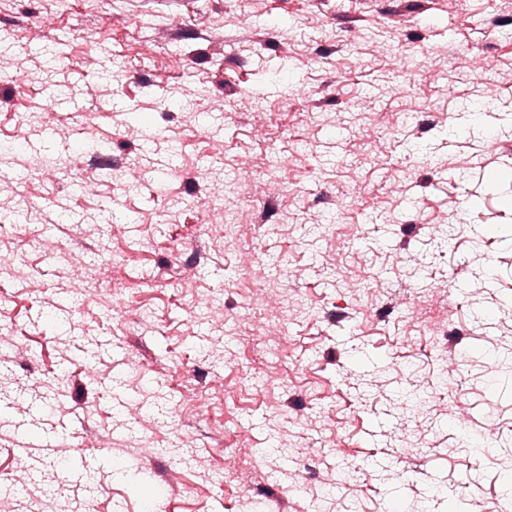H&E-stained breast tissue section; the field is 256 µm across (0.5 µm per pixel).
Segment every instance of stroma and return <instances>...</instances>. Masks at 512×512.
I'll return each instance as SVG.
<instances>
[{
  "label": "stroma",
  "instance_id": "1",
  "mask_svg": "<svg viewBox=\"0 0 512 512\" xmlns=\"http://www.w3.org/2000/svg\"><path fill=\"white\" fill-rule=\"evenodd\" d=\"M0 147V512H512V0H0Z\"/></svg>",
  "mask_w": 512,
  "mask_h": 512
}]
</instances>
